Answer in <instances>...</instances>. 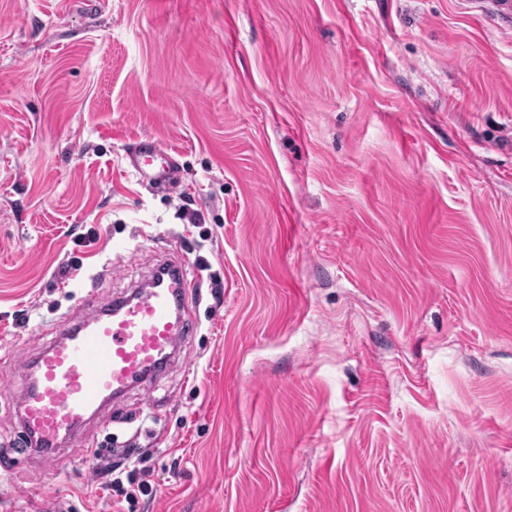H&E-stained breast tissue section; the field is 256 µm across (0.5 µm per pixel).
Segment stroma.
I'll list each match as a JSON object with an SVG mask.
<instances>
[{
    "mask_svg": "<svg viewBox=\"0 0 512 512\" xmlns=\"http://www.w3.org/2000/svg\"><path fill=\"white\" fill-rule=\"evenodd\" d=\"M144 140L175 187L130 168ZM179 261L161 378L87 448L12 455L62 315ZM0 512H512V28L466 0H0ZM114 471L115 470H112V466H111L109 469V472L107 474L110 476L109 481L107 482V487L111 491H114L118 496H121L122 500L126 501V503L130 507L134 506V504L138 501L137 500L138 493L147 495L145 493L148 492L149 488L147 487L146 484H144L143 482H138V484L135 488V486H134L135 482L131 479V480H129V484H130L131 488L125 489L120 477L117 476V477L112 478V473H114Z\"/></svg>",
    "mask_w": 512,
    "mask_h": 512,
    "instance_id": "1",
    "label": "stroma"
}]
</instances>
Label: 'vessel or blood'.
I'll return each instance as SVG.
<instances>
[{"label": "vessel or blood", "instance_id": "1", "mask_svg": "<svg viewBox=\"0 0 512 512\" xmlns=\"http://www.w3.org/2000/svg\"><path fill=\"white\" fill-rule=\"evenodd\" d=\"M171 149L144 142L130 158L140 180L170 188ZM182 270L147 288L108 301L90 320L64 319L61 331L35 358L19 404L23 453L84 447L82 429L101 408L156 377L188 335Z\"/></svg>", "mask_w": 512, "mask_h": 512}]
</instances>
